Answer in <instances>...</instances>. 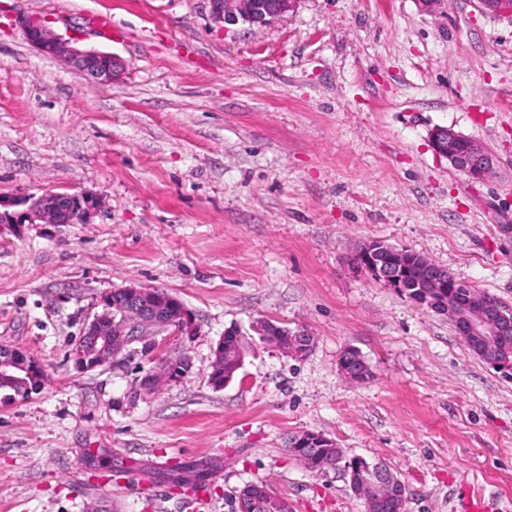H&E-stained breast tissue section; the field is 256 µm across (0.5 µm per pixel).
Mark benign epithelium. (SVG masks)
Masks as SVG:
<instances>
[{"label":"benign epithelium","mask_w":512,"mask_h":512,"mask_svg":"<svg viewBox=\"0 0 512 512\" xmlns=\"http://www.w3.org/2000/svg\"><path fill=\"white\" fill-rule=\"evenodd\" d=\"M211 15L215 22L235 25L242 21L263 26L273 18L282 17L296 8L299 0H209ZM479 8L490 14L509 12L512 14V0H477ZM27 38L41 52L60 58L86 75L103 82L119 77L124 62L115 55L93 50H80L72 41L55 34L48 21L32 16L25 21ZM465 139L448 128H437L430 134L434 152L448 160L451 167L475 181H483L492 174L496 156L481 142L470 138L466 149L458 148ZM102 206L101 199L88 191L49 192L40 196L10 198L0 197L1 224H72L85 223ZM389 264L382 267L377 278L383 285L396 292L412 289L409 300L414 304L448 318L458 333L477 345L483 351L494 348L501 337L512 332V311L501 305L490 304L480 298H472L464 306L450 304L440 297L435 284L448 275V270L428 263L424 268L429 276L422 281L409 282L397 265L401 252L389 250ZM122 299L132 319L116 321L111 319L113 297ZM104 312L90 320L76 343L75 365L83 370H93L111 362L131 340L151 333L167 332L175 336L190 337L195 327L192 314L180 302L167 303L160 294L136 285L115 290L100 299ZM284 354L301 358L307 355L313 345V337L303 330L288 333L287 340L275 342ZM222 356L244 358L245 342L240 338L232 343L219 342ZM361 355L355 349H347L340 359V370L349 379L361 381L357 362ZM0 364L19 371L17 380L25 393L32 394L33 383L44 378L42 364L28 352L19 348H0ZM151 386L157 388L172 381L166 359H159L155 370L150 372ZM360 465H345L344 475L351 491L364 500L366 512H396L404 490V483L381 462H367L355 457Z\"/></svg>","instance_id":"obj_1"}]
</instances>
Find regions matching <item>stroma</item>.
Wrapping results in <instances>:
<instances>
[{
  "mask_svg": "<svg viewBox=\"0 0 512 512\" xmlns=\"http://www.w3.org/2000/svg\"><path fill=\"white\" fill-rule=\"evenodd\" d=\"M48 18L119 56L100 84L32 45ZM448 127L497 157L476 182L439 157ZM98 194L87 224L0 230V346L40 360V393L0 403V512H236L265 483L292 512H365L342 469L289 449L313 431L383 461L405 512H512V378L447 319L353 264L415 250L512 310V17L477 0H299L222 27L209 0H0V197ZM177 297L192 337L70 356L100 296ZM267 319L314 338L301 358L252 341L208 376L225 330ZM355 348L368 381L346 378ZM190 372L148 392L157 359ZM225 338V336H224ZM224 338L219 342L220 350L219 353L216 354L215 351V361L213 364H220L224 360V365L219 368H214L212 366V370L209 375V380L215 388H219V386L224 385L231 381L235 374L237 373L236 364L228 359H222V355L220 352L224 351V356H237L239 358H244V350H245V342L243 338H239L235 340L233 343H225ZM225 381V383H224Z\"/></svg>",
  "mask_w": 512,
  "mask_h": 512,
  "instance_id": "1",
  "label": "stroma"
}]
</instances>
